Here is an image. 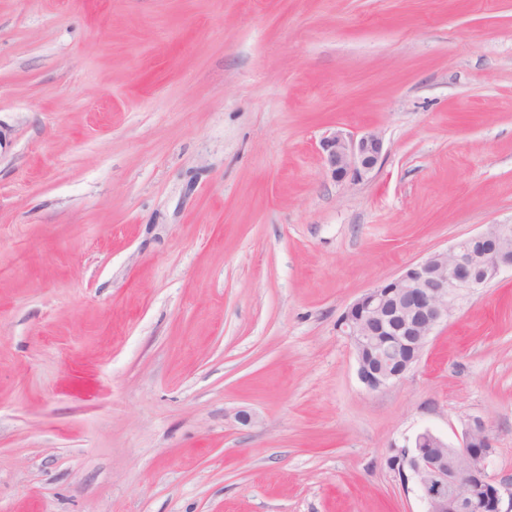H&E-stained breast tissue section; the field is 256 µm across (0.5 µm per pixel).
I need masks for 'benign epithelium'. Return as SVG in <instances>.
I'll return each instance as SVG.
<instances>
[{
	"label": "benign epithelium",
	"mask_w": 512,
	"mask_h": 512,
	"mask_svg": "<svg viewBox=\"0 0 512 512\" xmlns=\"http://www.w3.org/2000/svg\"><path fill=\"white\" fill-rule=\"evenodd\" d=\"M322 148L336 181H360L381 160L383 139L375 131L355 136L337 130L323 140ZM505 270H512V226L491 224L365 290L339 320L356 354L360 381L370 391L400 382L460 297L485 287ZM493 451L486 424L474 418L465 423L457 446L427 429L392 464L414 479L426 512H471L476 485L485 491L484 509L502 512L503 499L512 500V484L488 474Z\"/></svg>",
	"instance_id": "benign-epithelium-1"
}]
</instances>
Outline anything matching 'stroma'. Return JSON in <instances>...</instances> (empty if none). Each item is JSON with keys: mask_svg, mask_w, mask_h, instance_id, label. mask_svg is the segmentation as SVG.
I'll return each mask as SVG.
<instances>
[{"mask_svg": "<svg viewBox=\"0 0 512 512\" xmlns=\"http://www.w3.org/2000/svg\"><path fill=\"white\" fill-rule=\"evenodd\" d=\"M0 131V512H424L472 418L512 482L511 271L383 391L337 325L512 224V0H0ZM328 172L336 182L360 181L375 170L383 153V139L375 131L352 135L337 130L322 143Z\"/></svg>", "mask_w": 512, "mask_h": 512, "instance_id": "35a3bbf8", "label": "stroma"}]
</instances>
